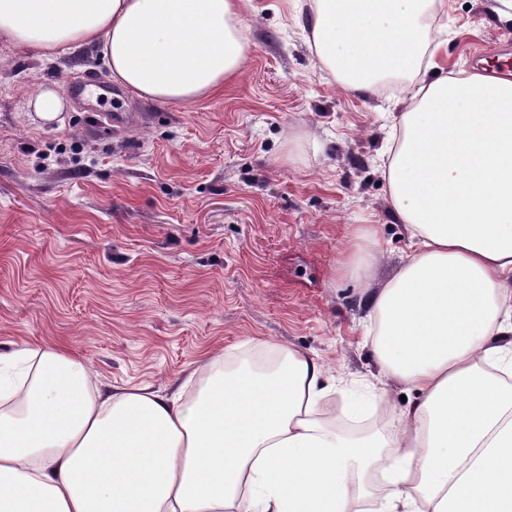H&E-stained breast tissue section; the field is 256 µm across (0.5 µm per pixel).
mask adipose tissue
<instances>
[{"instance_id":"adipose-tissue-1","label":"adipose tissue","mask_w":512,"mask_h":512,"mask_svg":"<svg viewBox=\"0 0 512 512\" xmlns=\"http://www.w3.org/2000/svg\"><path fill=\"white\" fill-rule=\"evenodd\" d=\"M247 0H0V36L57 56L98 45L139 98L191 104L245 62ZM435 0H309L310 45L336 82L414 81L384 176L409 251L385 279L379 227L337 263L363 287L384 379L381 432L319 418V360L275 346L271 371L196 393L94 385L61 347L26 345L0 379V512H512V80L422 74Z\"/></svg>"}]
</instances>
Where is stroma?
Instances as JSON below:
<instances>
[{
  "label": "stroma",
  "mask_w": 512,
  "mask_h": 512,
  "mask_svg": "<svg viewBox=\"0 0 512 512\" xmlns=\"http://www.w3.org/2000/svg\"><path fill=\"white\" fill-rule=\"evenodd\" d=\"M435 61L478 73L512 61L495 0H440ZM249 55L222 93L184 105L133 97L102 50L48 57L0 37V356L59 344L107 385L176 391L202 354L229 362L283 344L336 380L324 420L349 433L377 414L361 286L336 273L352 225L376 224L386 278L407 252L379 164L395 83L343 89L307 41L295 0H251ZM94 76L103 95L78 96ZM58 117L33 108L43 89ZM63 103L58 94L52 90H42L35 97V108L39 116L47 121L56 118L61 112Z\"/></svg>",
  "instance_id": "35a3bbf8"
}]
</instances>
